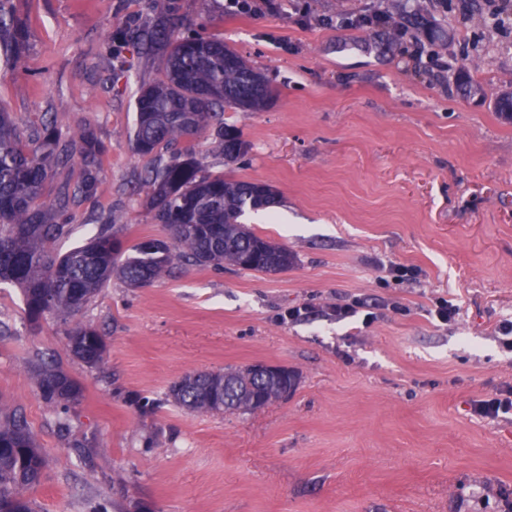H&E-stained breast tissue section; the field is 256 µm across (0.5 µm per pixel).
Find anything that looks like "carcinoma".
<instances>
[{
	"instance_id": "carcinoma-1",
	"label": "carcinoma",
	"mask_w": 512,
	"mask_h": 512,
	"mask_svg": "<svg viewBox=\"0 0 512 512\" xmlns=\"http://www.w3.org/2000/svg\"><path fill=\"white\" fill-rule=\"evenodd\" d=\"M172 5L166 20H145L137 30L117 29L104 44L107 55L126 56L130 46L163 59V76L140 87L131 148L139 156L161 147L190 142L207 132L224 157L235 165L251 146L224 112H259L272 93L252 92L254 69L224 39L193 24H177ZM26 32L12 0H0V62L18 68ZM105 147L92 133L64 142L49 121L36 134H25L11 113L0 107V283L21 288L29 323L51 314L63 320L78 314L116 275L131 288H145L182 265L222 267L275 274L296 263L288 247L256 235L243 217L275 203L270 187L260 182L228 180L212 172L187 147L149 171L144 187L146 208L165 235L124 245L116 220L101 218L88 241L64 254L51 245L68 232L73 217L61 200L41 202L46 180L80 156L84 168L78 190L96 188V167ZM69 354L90 367L104 360L103 337L91 326L65 332ZM39 396L65 415L82 398V389L60 366L36 370ZM297 376L258 378L246 366L224 372L200 371L173 382L167 401L190 412L222 413L251 409L288 397ZM44 458L26 418L0 414V512H35L22 491L41 483Z\"/></svg>"
}]
</instances>
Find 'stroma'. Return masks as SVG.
Segmentation results:
<instances>
[{"mask_svg": "<svg viewBox=\"0 0 512 512\" xmlns=\"http://www.w3.org/2000/svg\"><path fill=\"white\" fill-rule=\"evenodd\" d=\"M223 37L277 92L263 112H231L251 150L210 169L264 183L276 202L249 216L297 263L280 274L189 267L147 288L111 279L77 315L107 347L87 367L66 326L26 319L19 288L0 285V410H20L41 449L36 512H506L512 416L481 418L472 401L512 386V22L470 0H272L232 14L227 0H14L28 28L23 64L0 76V107L25 129L54 119L63 138L92 130L108 152L98 189L76 194L81 166L51 176L45 204L72 194L74 222L55 252L82 245L113 214L133 244L162 236L133 193L171 149L130 146L141 85L162 59L130 51L112 77L102 48L117 26L166 15ZM419 11L417 38L347 29L340 16ZM95 95H87L89 86ZM377 304L370 326L339 303ZM458 313L439 321L437 300ZM306 318L291 321L289 308ZM60 364L83 397L59 424L34 368ZM257 362L296 372L287 398L243 414L167 402L198 371ZM157 401L143 411L141 398Z\"/></svg>", "mask_w": 512, "mask_h": 512, "instance_id": "obj_1", "label": "stroma"}]
</instances>
